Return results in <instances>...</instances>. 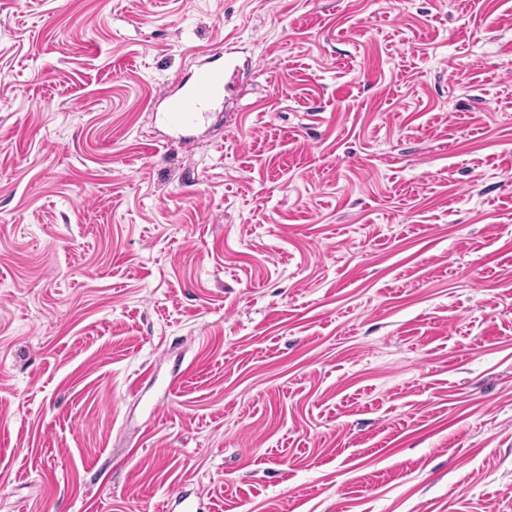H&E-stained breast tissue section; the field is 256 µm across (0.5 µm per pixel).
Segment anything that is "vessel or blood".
<instances>
[{
  "label": "vessel or blood",
  "instance_id": "vessel-or-blood-1",
  "mask_svg": "<svg viewBox=\"0 0 512 512\" xmlns=\"http://www.w3.org/2000/svg\"><path fill=\"white\" fill-rule=\"evenodd\" d=\"M236 75L237 67L228 58L223 64L199 71L191 83L164 90L160 95L165 103L162 121L176 133L193 132L205 123L209 106L230 89Z\"/></svg>",
  "mask_w": 512,
  "mask_h": 512
}]
</instances>
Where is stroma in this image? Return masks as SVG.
Here are the masks:
<instances>
[{
    "label": "stroma",
    "mask_w": 512,
    "mask_h": 512,
    "mask_svg": "<svg viewBox=\"0 0 512 512\" xmlns=\"http://www.w3.org/2000/svg\"><path fill=\"white\" fill-rule=\"evenodd\" d=\"M180 493L512 512V0H0V512ZM237 75V66L229 57L224 65L199 71L189 84L178 83L176 89H165L158 101H165L160 117L164 124L178 134H188L209 117L208 108L224 96Z\"/></svg>",
    "instance_id": "stroma-1"
}]
</instances>
